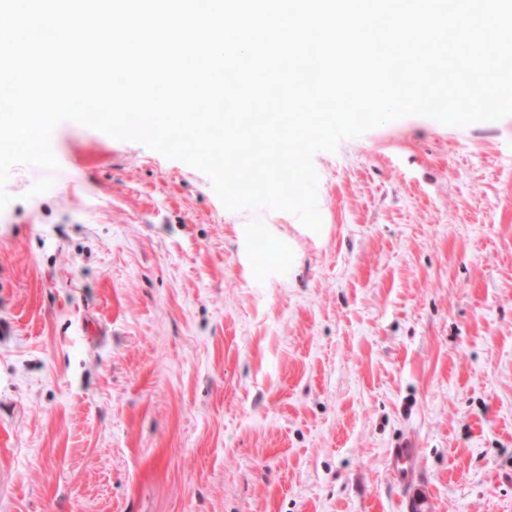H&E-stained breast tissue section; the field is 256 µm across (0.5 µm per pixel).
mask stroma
Listing matches in <instances>:
<instances>
[{
  "label": "stroma",
  "mask_w": 512,
  "mask_h": 512,
  "mask_svg": "<svg viewBox=\"0 0 512 512\" xmlns=\"http://www.w3.org/2000/svg\"><path fill=\"white\" fill-rule=\"evenodd\" d=\"M52 147L0 212V512H512V116L316 153L317 232Z\"/></svg>",
  "instance_id": "35a3bbf8"
}]
</instances>
